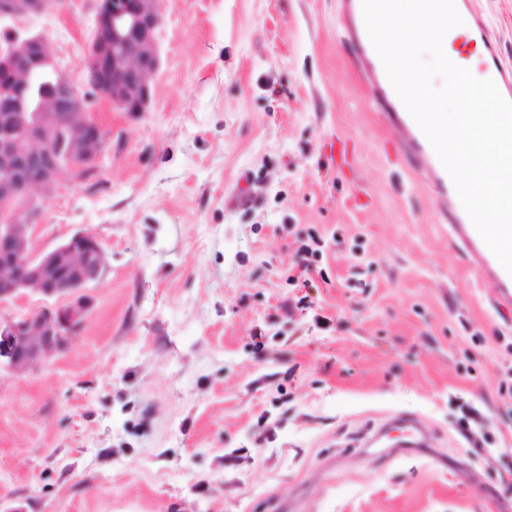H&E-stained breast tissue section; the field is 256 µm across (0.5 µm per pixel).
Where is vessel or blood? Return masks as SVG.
Returning <instances> with one entry per match:
<instances>
[{"instance_id": "b4317fda", "label": "vessel or blood", "mask_w": 512, "mask_h": 512, "mask_svg": "<svg viewBox=\"0 0 512 512\" xmlns=\"http://www.w3.org/2000/svg\"><path fill=\"white\" fill-rule=\"evenodd\" d=\"M390 4L391 0H341V25L367 62L369 77L379 86L377 107L390 113L394 121L408 132V149L424 160L441 192L455 201L456 211L448 225L449 243L462 244L470 251L478 259L484 278L494 288L498 301L511 302L512 264L503 263L498 255L487 249V228L482 215L464 201L455 163L449 158L444 145L430 134L427 128L429 116L419 111L415 99L409 94L407 75L397 66L389 40L376 32ZM454 19L468 31L472 40L484 43L482 73L485 80L475 82L466 70L453 65L449 68L452 79L447 90L453 93L466 88L476 96L494 90L488 120L491 127L504 133L497 143L501 164L496 179L501 187V209L512 214V71L505 70L500 64L497 49L489 42L485 25L469 7H461Z\"/></svg>"}]
</instances>
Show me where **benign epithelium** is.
<instances>
[{"label":"benign epithelium","instance_id":"benign-epithelium-1","mask_svg":"<svg viewBox=\"0 0 512 512\" xmlns=\"http://www.w3.org/2000/svg\"><path fill=\"white\" fill-rule=\"evenodd\" d=\"M93 37L74 69L60 65L49 39L9 27L0 46V305L26 294L65 304L0 318V359L25 375L62 354L90 306L84 288L102 279L105 252L96 235L78 231L49 252L34 248L46 197L64 174L87 178L107 149L83 89L131 114L147 111L159 71L162 0H96ZM59 0H0V20L23 21ZM55 91L35 95L40 74Z\"/></svg>","mask_w":512,"mask_h":512}]
</instances>
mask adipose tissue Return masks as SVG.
Masks as SVG:
<instances>
[{"mask_svg":"<svg viewBox=\"0 0 512 512\" xmlns=\"http://www.w3.org/2000/svg\"><path fill=\"white\" fill-rule=\"evenodd\" d=\"M395 8L387 17L383 31L393 41L395 61L409 78V91L419 106L433 115L432 133L448 144V152L460 159L459 173L464 181V200L494 218L499 204V187L494 178L497 166V135L485 118L488 98L449 97V112H442L436 99L435 80H447V61L470 69L480 78L476 65L484 47L475 44L470 55L457 49L465 37L464 27L447 15L442 0H394Z\"/></svg>","mask_w":512,"mask_h":512,"instance_id":"1","label":"adipose tissue"}]
</instances>
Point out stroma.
I'll use <instances>...</instances> for the list:
<instances>
[{
	"mask_svg": "<svg viewBox=\"0 0 512 512\" xmlns=\"http://www.w3.org/2000/svg\"><path fill=\"white\" fill-rule=\"evenodd\" d=\"M470 2L512 65V0ZM162 9L148 111L94 102L110 145L45 202L37 250L89 231L106 266L61 357L0 369V512H512V303L449 246L339 0ZM94 13L29 24L72 69ZM471 407L493 444L459 433ZM398 415L424 448L374 439ZM310 242L316 246L314 248L311 244H308L306 242H302L298 248V253L301 255V260L298 264V268L300 269V272L298 276L292 275L290 276V281L295 282V285L299 288L306 287L307 278L310 273L314 272V263L313 260L309 257H317L318 253L320 252L319 247L320 245V238L316 239L313 236H309ZM301 281V285H300ZM394 422L401 425L406 430L408 440L399 448L400 451L410 452L415 450L413 447H423L427 443V434L423 432L420 424L409 417H397Z\"/></svg>",
	"mask_w": 512,
	"mask_h": 512,
	"instance_id": "stroma-1",
	"label": "stroma"
}]
</instances>
